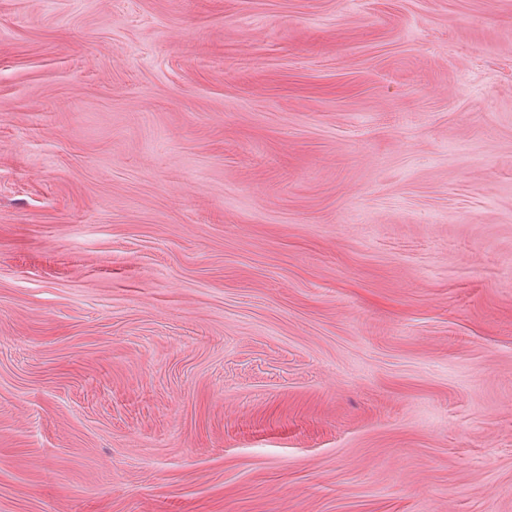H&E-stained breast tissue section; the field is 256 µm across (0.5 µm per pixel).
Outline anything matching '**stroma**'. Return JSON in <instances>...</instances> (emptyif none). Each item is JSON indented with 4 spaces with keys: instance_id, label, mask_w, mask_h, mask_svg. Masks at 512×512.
Returning a JSON list of instances; mask_svg holds the SVG:
<instances>
[{
    "instance_id": "obj_1",
    "label": "stroma",
    "mask_w": 512,
    "mask_h": 512,
    "mask_svg": "<svg viewBox=\"0 0 512 512\" xmlns=\"http://www.w3.org/2000/svg\"><path fill=\"white\" fill-rule=\"evenodd\" d=\"M0 512H512V0H0Z\"/></svg>"
}]
</instances>
